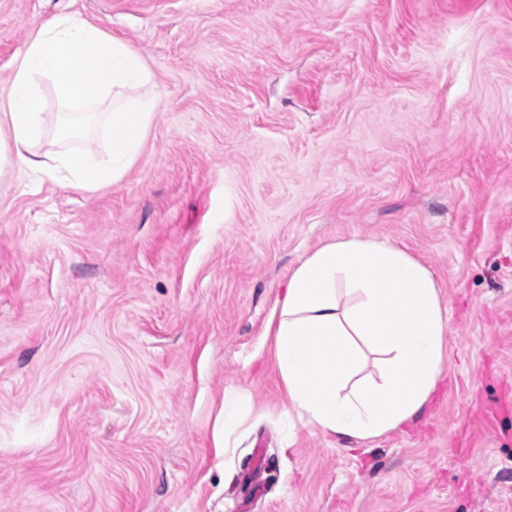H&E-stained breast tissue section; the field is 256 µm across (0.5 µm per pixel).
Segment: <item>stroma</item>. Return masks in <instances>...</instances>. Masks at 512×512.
Returning <instances> with one entry per match:
<instances>
[{
	"label": "stroma",
	"instance_id": "stroma-1",
	"mask_svg": "<svg viewBox=\"0 0 512 512\" xmlns=\"http://www.w3.org/2000/svg\"><path fill=\"white\" fill-rule=\"evenodd\" d=\"M73 11L160 98L119 184H0V512H512V0H0L1 92ZM351 238L433 274L446 369L381 438L288 440L266 324ZM250 395L240 389L225 390L213 428L215 448H232V437L250 418Z\"/></svg>",
	"mask_w": 512,
	"mask_h": 512
}]
</instances>
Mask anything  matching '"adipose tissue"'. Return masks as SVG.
I'll return each instance as SVG.
<instances>
[{
	"label": "adipose tissue",
	"mask_w": 512,
	"mask_h": 512,
	"mask_svg": "<svg viewBox=\"0 0 512 512\" xmlns=\"http://www.w3.org/2000/svg\"><path fill=\"white\" fill-rule=\"evenodd\" d=\"M53 89L58 109L47 111ZM157 95L143 55L80 12L40 25L0 96V180L22 170L64 175L92 192L120 183L136 164ZM109 136L101 156L78 148ZM288 411L340 437L378 438L412 420L445 371L448 331L431 272L404 250L375 240L331 242L293 270L270 324ZM375 355L377 374L365 373ZM250 395L225 391L213 428L228 449L250 418Z\"/></svg>",
	"instance_id": "adipose-tissue-1"
}]
</instances>
